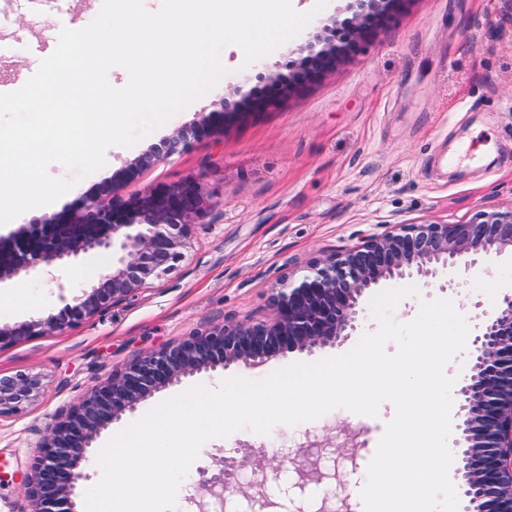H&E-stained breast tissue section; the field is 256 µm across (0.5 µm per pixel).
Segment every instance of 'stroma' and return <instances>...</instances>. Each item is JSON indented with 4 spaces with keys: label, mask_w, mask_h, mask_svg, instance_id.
<instances>
[{
    "label": "stroma",
    "mask_w": 512,
    "mask_h": 512,
    "mask_svg": "<svg viewBox=\"0 0 512 512\" xmlns=\"http://www.w3.org/2000/svg\"><path fill=\"white\" fill-rule=\"evenodd\" d=\"M351 0H327L296 37L246 62L243 50L220 53L226 75L205 96L174 114L130 147L113 146L105 164L77 181L53 204L0 224V236L20 225L69 209L82 195L162 140L200 122L223 101L253 93L251 111L230 116L223 130L192 141L121 191L131 199L159 186L198 182L203 224L194 226L186 259L126 303L61 333L25 336L0 348V374H39L40 398L0 418V512H30L24 475L55 419L93 386L139 356L182 342L224 323L271 320V290L288 272L313 259L410 222H467L480 210L512 209V0H408L376 25L354 50L290 94H268L259 74H287L289 62L331 18L349 17ZM102 0H0V83L21 88L52 51L62 29H81ZM112 267V255L93 250L60 263L51 273L0 281V322L11 326L58 313ZM451 290L418 286L393 317L405 323L422 302L448 300L467 323L472 302L495 309L512 294V252L468 268L449 267ZM357 336L313 352H294L220 374L182 378L122 415L97 441L105 446L157 403L196 385L217 388L225 379L260 380L298 362L349 352ZM395 408L383 403L375 417L338 408L270 434L247 429L201 447L182 480L175 512L200 469H216L225 455L240 492L209 512H359L358 493ZM333 434L322 449L317 475L298 470L300 446ZM287 463L268 481L263 497L250 482L260 453ZM336 496H328V488Z\"/></svg>",
    "instance_id": "stroma-1"
}]
</instances>
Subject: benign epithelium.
I'll return each instance as SVG.
<instances>
[{
    "label": "benign epithelium",
    "instance_id": "7a95c632",
    "mask_svg": "<svg viewBox=\"0 0 512 512\" xmlns=\"http://www.w3.org/2000/svg\"><path fill=\"white\" fill-rule=\"evenodd\" d=\"M405 0H356L353 16L333 19L324 35L308 46L299 72L311 79L347 53L348 37L362 36L370 19L398 12ZM239 104L222 103L216 118L163 140L153 152L130 163L133 177L157 158L186 150L190 140L209 135ZM198 186L159 187L133 200L93 197L76 211L21 226L0 238V281L22 273L47 271L58 261L90 250L112 252V269L84 291L78 302L55 315L14 327L0 326V348L23 336L63 332L75 323L127 302L149 281L174 270L190 248L191 226L202 223ZM512 250V209L481 210L462 224L401 223L382 234L311 262L304 273L281 278L274 287V318L269 322L222 324L158 352L146 354L112 373L67 415L57 419L39 445L40 455L25 477L32 512H78L75 491L87 478L82 466L93 444L112 422L148 397L183 377L216 372L233 363L257 365L294 351L334 345L357 331L364 309L360 298L383 280L418 277L424 286L465 258L476 266L491 254ZM467 372L455 395L464 411L455 444L464 512H512V297L495 311L477 315ZM41 377L20 372L0 376V415L37 399ZM198 488L223 498L234 492L224 469L200 471Z\"/></svg>",
    "mask_w": 512,
    "mask_h": 512
}]
</instances>
